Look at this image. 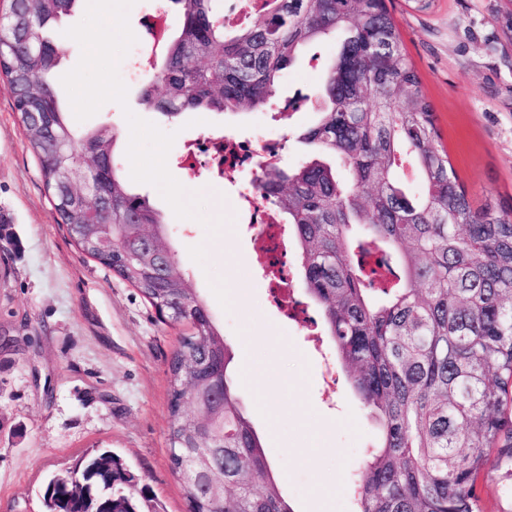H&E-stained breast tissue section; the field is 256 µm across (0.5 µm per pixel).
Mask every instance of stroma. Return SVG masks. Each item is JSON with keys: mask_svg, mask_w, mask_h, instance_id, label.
I'll return each instance as SVG.
<instances>
[{"mask_svg": "<svg viewBox=\"0 0 512 512\" xmlns=\"http://www.w3.org/2000/svg\"><path fill=\"white\" fill-rule=\"evenodd\" d=\"M422 90L433 107L442 146L467 195L512 205V0H387ZM335 39L304 49L286 69L279 102L310 95ZM158 59L132 47L119 64L127 107L176 138L170 173L201 192L203 221L177 219L158 190L129 182L164 215L188 284L204 297L234 355L237 397L270 462V474L294 512H355L351 481L376 442L378 422L344 374L326 391L323 359L307 327L280 322L262 281L263 258L241 224L236 199L255 177L235 183L177 163L184 146L218 127L249 140L282 145L285 165L310 155L297 132L316 118V101L293 113L277 106L231 115L186 112L168 119L143 105L145 76ZM221 219L216 232L205 220ZM189 328L162 322L139 292L76 248L53 210L0 77V512H41L52 474L87 450L118 455L143 477L156 512H188L184 484L171 468L170 365Z\"/></svg>", "mask_w": 512, "mask_h": 512, "instance_id": "35a3bbf8", "label": "stroma"}]
</instances>
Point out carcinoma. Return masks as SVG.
Segmentation results:
<instances>
[{
	"label": "carcinoma",
	"instance_id": "carcinoma-1",
	"mask_svg": "<svg viewBox=\"0 0 512 512\" xmlns=\"http://www.w3.org/2000/svg\"><path fill=\"white\" fill-rule=\"evenodd\" d=\"M80 0H10L0 32V72L37 157L46 190L79 251L136 288L173 324L192 333L174 353L168 408L171 461L198 456L224 434V498L194 489L200 512H293L269 476L264 447L234 391L232 356L206 305L174 257L167 277L142 255L141 225L164 219L125 186L114 161L116 133L79 130L52 76L61 49L48 26ZM183 24L143 95L166 115H237L275 101L283 71L307 46L339 39L315 95L317 120L299 135L302 164L259 172L258 187L288 219L310 298L334 342L336 359L361 403L377 414V442L352 484L356 512H476V481L512 467V207H475L440 144L431 103L407 57L385 0H263L242 21L217 23L216 0H179ZM204 58L208 69L191 66ZM108 152L94 189L112 209L90 213L61 191L75 156ZM411 165L412 193L402 173ZM98 224H117L116 251L98 252ZM224 388L215 420L198 426L181 400ZM124 471L111 485L99 461ZM43 488L44 512H143L148 484L110 451L81 457Z\"/></svg>",
	"mask_w": 512,
	"mask_h": 512
}]
</instances>
